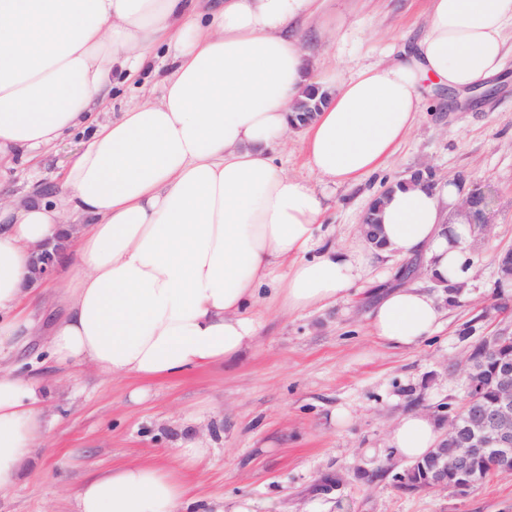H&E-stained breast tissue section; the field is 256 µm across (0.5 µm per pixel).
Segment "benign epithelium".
Listing matches in <instances>:
<instances>
[{
    "label": "benign epithelium",
    "mask_w": 512,
    "mask_h": 512,
    "mask_svg": "<svg viewBox=\"0 0 512 512\" xmlns=\"http://www.w3.org/2000/svg\"><path fill=\"white\" fill-rule=\"evenodd\" d=\"M486 198L478 193L465 201L470 224L484 229L482 207ZM59 247L46 242L31 256L35 279L51 280L58 270ZM496 400L484 405L477 382L467 388L457 407L448 408L446 429L436 447L422 460L405 468L414 476L412 490L446 489L464 494L487 478V473L512 471V357L498 356L495 372Z\"/></svg>",
    "instance_id": "benign-epithelium-1"
}]
</instances>
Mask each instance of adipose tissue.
<instances>
[{"label": "adipose tissue", "instance_id": "ef3b65f1", "mask_svg": "<svg viewBox=\"0 0 512 512\" xmlns=\"http://www.w3.org/2000/svg\"><path fill=\"white\" fill-rule=\"evenodd\" d=\"M324 4L0 0V165L85 139L56 203L32 197L0 211V349L30 323L31 250L44 242L61 245L68 270L52 355L138 379L249 347L263 289L288 312L336 303L379 251L423 256L436 284L469 280L472 228L457 185L396 180L380 197L383 248L344 249L328 242L325 195L286 174L273 150L294 131V101L316 86L328 98L302 130L308 167L337 186L376 172L415 124L424 80L462 90L501 72L512 0H431L413 54L315 78L297 27ZM160 46L170 59L160 99L99 121L114 75L150 67ZM67 211L82 228L65 223ZM443 315L423 287L408 286L376 300L369 326L407 348L437 332ZM45 431L34 385L0 369V490ZM439 436L435 419L414 411L389 446L414 461ZM206 454L186 447L118 467L76 492V512H186V471Z\"/></svg>", "mask_w": 512, "mask_h": 512}]
</instances>
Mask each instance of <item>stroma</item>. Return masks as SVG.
Masks as SVG:
<instances>
[{"label": "stroma", "instance_id": "obj_1", "mask_svg": "<svg viewBox=\"0 0 512 512\" xmlns=\"http://www.w3.org/2000/svg\"><path fill=\"white\" fill-rule=\"evenodd\" d=\"M429 0H330L324 16L335 35L309 27L302 47L317 69H348L410 54L426 30ZM502 71L475 105L449 107L447 91L422 90L423 110L392 160L376 173L340 187L325 186L331 242L356 244V229L372 198L407 171L429 167L460 179L463 196L484 193L488 232L470 244L473 276L459 303L446 305L439 331L413 348H393L369 328L378 291L395 287L407 258L378 257L370 280L332 305L284 314L260 304L257 336L239 355L154 380L115 377L92 363L63 364L49 350L64 316L60 278L46 282L32 330L22 332L0 367L39 392L44 440L22 464L15 485L0 491V512H75L73 494L91 477L142 458L166 460L176 449H208L190 472V512H512V472L502 471L458 495L399 489L407 466L387 446L398 417L410 410L437 414L465 395L459 366L474 323L477 336L512 327V286L496 288L497 257L512 247V26L504 32ZM169 68L157 55L150 71L121 79L105 118L146 98H160ZM65 138L33 165L16 170L0 189L15 204L36 187L53 190L83 147ZM143 388L141 402L130 401ZM349 414L347 421L337 411Z\"/></svg>", "mask_w": 512, "mask_h": 512}]
</instances>
